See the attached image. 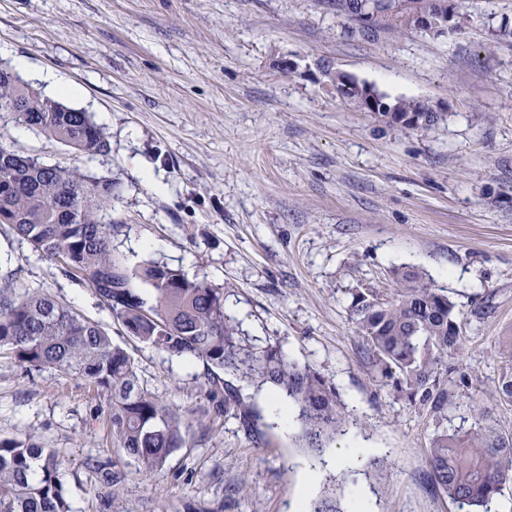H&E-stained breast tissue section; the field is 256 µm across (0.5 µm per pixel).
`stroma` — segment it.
<instances>
[{
    "label": "stroma",
    "mask_w": 512,
    "mask_h": 512,
    "mask_svg": "<svg viewBox=\"0 0 512 512\" xmlns=\"http://www.w3.org/2000/svg\"><path fill=\"white\" fill-rule=\"evenodd\" d=\"M453 32L368 41L326 0H0V65L81 109L112 150L94 157L10 124L14 149L118 186L112 248L129 267L162 261L224 291L242 336L281 346L335 386L348 416L347 503L367 512H459L430 482L437 424L368 362L352 295H395L420 272L455 303L467 342L448 357V427L470 405L512 434L494 391L512 371V0H458ZM347 74L440 119L409 130L339 98ZM73 95L59 97L57 86ZM47 287L102 323L139 384L191 424L152 477L112 442L109 398L52 369L0 359V437L32 435L61 461L71 512H302L296 421L272 389L131 340L91 288L0 226V282ZM233 391L246 417L217 407Z\"/></svg>",
    "instance_id": "35a3bbf8"
}]
</instances>
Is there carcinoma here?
I'll list each match as a JSON object with an SVG mask.
<instances>
[{"label": "carcinoma", "mask_w": 512, "mask_h": 512, "mask_svg": "<svg viewBox=\"0 0 512 512\" xmlns=\"http://www.w3.org/2000/svg\"><path fill=\"white\" fill-rule=\"evenodd\" d=\"M438 0H330L336 13L373 12L359 36L412 29ZM375 117L389 125L411 117L406 129H425L438 115L427 105L398 99ZM52 139L78 155H103L111 146L88 113L48 98L12 69L0 67V119ZM114 183L62 164L48 165L13 149L0 133V224L65 275L95 291L127 335L170 356L203 363L208 379L223 371L243 382L271 385L300 421L298 439L318 458L343 432L346 417L336 389L322 375L291 361L278 346H256L238 335L224 314V291L205 279L153 261L131 269L112 252ZM396 296L353 294L351 314L362 346L382 377L408 401L433 413L438 428L429 452L434 486L463 508L479 506L512 481V435L489 422L490 409L473 404L477 428L448 431V366L466 336L448 295L414 270L393 271ZM147 290L136 287V282ZM0 356L29 370L51 368L77 376L110 398L112 441L137 459L148 477L184 441L181 413L138 385L129 353L108 330L58 301L44 288L19 293L0 283ZM310 512H345L334 475ZM0 512H70L56 454L33 438H0Z\"/></svg>", "instance_id": "obj_1"}]
</instances>
